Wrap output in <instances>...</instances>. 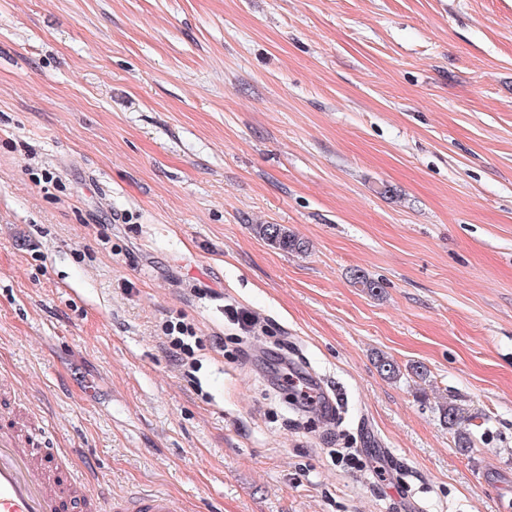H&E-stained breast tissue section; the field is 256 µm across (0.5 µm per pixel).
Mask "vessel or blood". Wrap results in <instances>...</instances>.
Instances as JSON below:
<instances>
[{"mask_svg": "<svg viewBox=\"0 0 512 512\" xmlns=\"http://www.w3.org/2000/svg\"><path fill=\"white\" fill-rule=\"evenodd\" d=\"M0 512H181L170 494L155 491L115 499L91 480L63 468L36 430L19 436L0 414Z\"/></svg>", "mask_w": 512, "mask_h": 512, "instance_id": "vessel-or-blood-1", "label": "vessel or blood"}]
</instances>
